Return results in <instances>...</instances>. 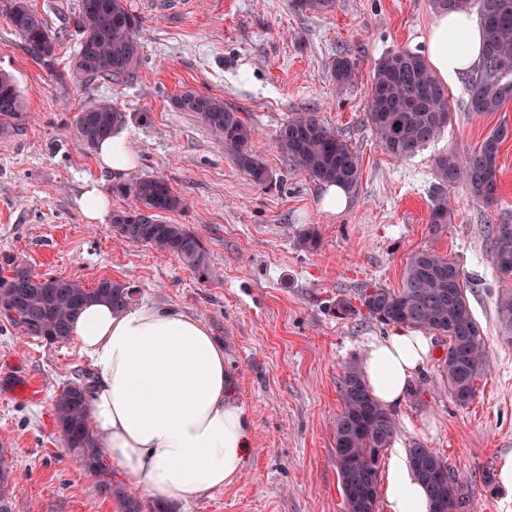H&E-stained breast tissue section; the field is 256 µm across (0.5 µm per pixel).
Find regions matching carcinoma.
I'll use <instances>...</instances> for the list:
<instances>
[{
  "instance_id": "carcinoma-1",
  "label": "carcinoma",
  "mask_w": 512,
  "mask_h": 512,
  "mask_svg": "<svg viewBox=\"0 0 512 512\" xmlns=\"http://www.w3.org/2000/svg\"><path fill=\"white\" fill-rule=\"evenodd\" d=\"M1 10L29 53L52 62L58 37L46 20L26 0H9ZM335 0H294L297 10L325 13ZM438 12L477 9L483 25L481 62L472 78L469 111L496 112L512 100V0H432ZM81 35L72 58L73 72L87 81L121 80L133 77L141 61L136 38L138 18L126 0H80L69 18ZM331 77L342 88L353 81L354 64L345 54L333 62ZM366 117L383 151L396 160L413 157L437 140L448 126V93L425 58L407 49L390 51L375 62L367 90ZM183 112H193L217 143L231 152L239 168L258 185L270 182L264 163L252 152V128L238 112L224 107L216 97L191 89L176 99ZM24 111V101L13 79L0 73V129ZM126 113L109 103L79 112L74 132L86 149H94L124 124ZM512 137V128L498 126L480 146L463 156L445 153L435 160L441 183L465 186L472 200L491 205L499 181V147ZM278 148L311 180L339 183L349 189L359 183L360 162L347 142L314 114L302 113L285 123L277 138ZM121 195L133 196L139 206L112 216L120 238L154 247L178 257L204 277L208 251L197 234L183 224H169L162 214L183 206L168 182L143 178L115 187ZM432 227L449 223L448 201L442 194L432 199ZM492 262L503 275H512V224L493 229ZM133 288L112 279H102L93 292L69 278H37L24 264L9 257L0 262V311H12L10 323L23 335L53 345L71 339L70 323L86 303L105 300L116 308L132 303ZM359 303L367 315L382 326L409 328L448 340L436 372L444 387L460 405L474 397L476 382L490 375L492 366L486 336L474 318L467 297L466 278L455 260L433 250L416 252L407 263L402 287L381 285L363 289ZM500 321L512 330V292L498 297ZM63 388L54 402L55 421L65 448L82 463L95 480L101 498L116 499L122 512H143L139 499L127 488L112 482L111 470L89 423L86 387ZM342 411L336 418L334 448L336 468L347 512H378L377 486L381 460L397 435L398 422L380 405L354 364L344 368L339 383ZM408 464L428 494V512H455L457 497L465 492L464 481L445 458L422 442L407 448Z\"/></svg>"
}]
</instances>
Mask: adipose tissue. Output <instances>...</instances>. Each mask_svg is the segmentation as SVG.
I'll return each instance as SVG.
<instances>
[{"label": "adipose tissue", "mask_w": 512, "mask_h": 512, "mask_svg": "<svg viewBox=\"0 0 512 512\" xmlns=\"http://www.w3.org/2000/svg\"><path fill=\"white\" fill-rule=\"evenodd\" d=\"M483 29L474 13L441 14L424 53L444 84L456 85L480 61ZM101 166L133 171L138 152L115 128L98 149ZM71 336L89 360L90 424L105 454L158 501L182 503L235 483L250 444L247 416L233 396L224 349L208 327L175 307L144 304L123 310L85 305ZM432 354L427 337L397 330L372 343L364 380L385 407L400 404ZM388 512H428L424 487L401 449L390 454L384 483Z\"/></svg>", "instance_id": "obj_1"}]
</instances>
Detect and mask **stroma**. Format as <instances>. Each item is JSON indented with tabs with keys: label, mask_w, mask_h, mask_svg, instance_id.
<instances>
[{
	"label": "stroma",
	"mask_w": 512,
	"mask_h": 512,
	"mask_svg": "<svg viewBox=\"0 0 512 512\" xmlns=\"http://www.w3.org/2000/svg\"><path fill=\"white\" fill-rule=\"evenodd\" d=\"M29 2L59 44L53 65L43 64L0 13V72L13 77L25 102L0 134V255L34 275L90 288L105 277L125 282L134 304L177 307L223 344L233 395L250 423L246 470L176 512H346L333 444L339 379L390 330L361 314L339 316L337 303L358 305L370 284L400 288L410 257L424 249L462 269L493 370L461 406L428 362L414 381L421 397L406 396L393 409V445L421 441L446 458L467 484L472 512H512V491L485 483L512 454V340L496 307L512 276L493 266L490 241L492 227L512 224V138L499 150L496 202L478 204L464 187H450V223L438 232L430 226L435 158L473 150L500 124L512 126V102L471 113L470 80L461 78L448 90L447 129L402 161L384 153L366 117L375 60L391 50L423 51L437 18L431 0H336L328 13L295 10L292 0H194L193 9L170 16L156 0H127L142 57L134 79L112 83L81 80L69 66L79 36L65 21L79 0ZM342 51L355 70L339 88L330 71ZM186 89L240 112L255 130L252 149L270 184H255L195 114L175 107ZM100 103L127 114L139 153L130 179L163 178L184 198V209L163 219L200 237L210 256L206 277L168 253L120 240L111 224L85 220L88 180L108 193L112 211L135 205L115 193L118 178L73 133L78 113ZM301 112L316 113L360 159L343 213L322 211V184L276 145L281 126ZM307 225L319 233L313 249L299 244ZM91 378L75 342L23 336L0 315V455L12 475L4 489L11 512H120L97 495L53 421L61 389Z\"/></svg>",
	"instance_id": "stroma-1"
}]
</instances>
